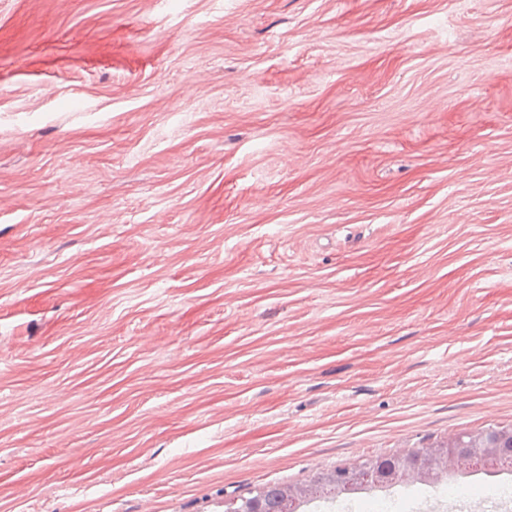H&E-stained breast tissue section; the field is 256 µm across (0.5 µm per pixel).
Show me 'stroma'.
Listing matches in <instances>:
<instances>
[{
  "instance_id": "obj_1",
  "label": "stroma",
  "mask_w": 512,
  "mask_h": 512,
  "mask_svg": "<svg viewBox=\"0 0 512 512\" xmlns=\"http://www.w3.org/2000/svg\"><path fill=\"white\" fill-rule=\"evenodd\" d=\"M492 427L512 0H0V512H201Z\"/></svg>"
}]
</instances>
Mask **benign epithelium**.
<instances>
[{
  "label": "benign epithelium",
  "instance_id": "obj_1",
  "mask_svg": "<svg viewBox=\"0 0 512 512\" xmlns=\"http://www.w3.org/2000/svg\"><path fill=\"white\" fill-rule=\"evenodd\" d=\"M505 456L512 463V428L497 429L478 436L460 437L443 448H421L393 456L388 461H369L354 467L336 468L318 474L311 487H288L287 501L297 503L324 485L338 488L355 482L385 484L416 475H430L437 468L466 466L478 468L490 457Z\"/></svg>",
  "mask_w": 512,
  "mask_h": 512
}]
</instances>
